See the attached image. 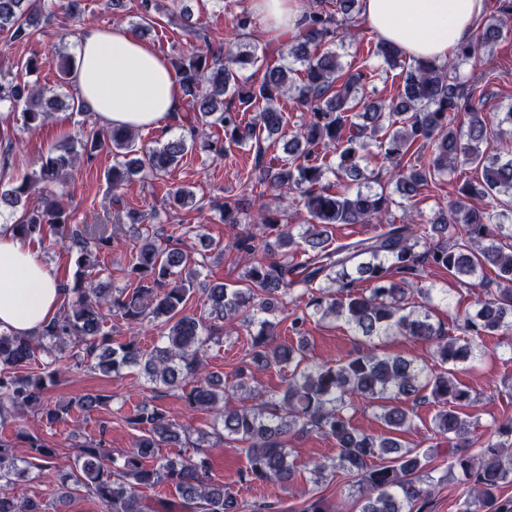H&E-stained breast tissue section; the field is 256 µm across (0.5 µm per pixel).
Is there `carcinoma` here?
<instances>
[{"label":"carcinoma","mask_w":512,"mask_h":512,"mask_svg":"<svg viewBox=\"0 0 512 512\" xmlns=\"http://www.w3.org/2000/svg\"><path fill=\"white\" fill-rule=\"evenodd\" d=\"M495 13L484 19L474 37L448 61L413 60L406 67L397 96L376 105L367 102L365 87L373 71L361 66L343 71L340 55L331 49L311 52L329 43L345 44L346 30L356 25L359 0H336L334 10L321 0L308 8L300 35L278 50L281 62L266 65L262 78L247 82L240 72L260 62L255 46L240 39L252 30L250 14L233 19L235 37L215 47L207 35L198 45L175 58L172 66L184 97L179 116L187 134L162 138L153 147H136L133 129L90 130L70 138L41 159L38 169L22 180L0 188V205L21 209L11 225L21 239L46 238L52 227L67 234L78 267L95 265L97 252L112 247L114 232L106 224H71L58 191L67 171L82 157L93 162L98 153L112 150L107 172L115 223H122L124 203L118 191L137 174L161 179L175 169L207 127L223 130L208 146L222 159L231 145L256 147L253 170L257 183L273 191L296 192L309 219L299 235L282 222V212L259 208L255 221L274 241L264 239L270 256L251 263L245 288L224 283L201 289L207 317L185 313L196 281L194 254L182 249V225L171 227L161 241L145 239L135 262L127 267L131 289L106 291L90 278L79 276L61 283L70 297L56 320L34 337L0 332V422L22 419L28 411L45 416L50 425L65 420L73 409L91 414L105 406L109 396L86 394L51 403L46 398L56 383L52 364L72 351L74 365H86L104 375L126 366H139L150 381L170 388L190 387L183 395L190 410H204L219 419L216 441L241 444L247 459L240 482L286 486L295 480L289 461L288 439L311 432L331 438L336 457L317 461L311 474L320 483L342 471L354 478L360 512H413L431 496L433 478L426 470L429 450H415L392 434L412 425L410 400L420 397L440 406L434 431L448 439V472L458 471L470 484L459 512H512V499L500 489L512 484V421L498 425L482 442L473 438L478 418L461 411L474 400L456 375L458 366L476 359L475 340L489 335H512V227L508 214L489 207L487 200L512 195V148H481L488 138L512 135V106L502 114L483 112L482 75L460 78V65L480 54L512 28V0H496ZM55 0H0V31L8 42H28L55 17ZM373 54L391 69L400 65L403 52L378 40ZM300 69H295V65ZM302 75L292 86L290 74ZM289 96L306 112L298 131L288 141L290 158L266 159L263 136L281 133L285 118L281 97ZM0 102L21 112L26 130L45 125L59 101L44 96L29 83L0 77ZM261 107L250 122L244 113ZM387 144L388 181L395 182L393 197L379 180L365 174L373 145ZM481 169V178L466 181L456 191L448 210H439L429 225L416 222L412 213L400 224H386L379 233L332 244L328 229L336 224H380L389 210L417 197L422 187L450 176L462 166ZM332 174L334 180L326 179ZM41 194L40 205H29ZM169 204L184 209L193 196L179 188L166 192ZM225 224L242 223L240 200L219 206ZM242 256L253 258L258 241L242 234L233 242ZM303 260L293 262L296 253ZM436 266L467 288L479 289L473 311L448 315L453 336L434 322L432 289L419 288L420 300L411 298L412 283ZM496 273L491 280L486 270ZM332 282L330 291L322 284ZM367 282L368 288H358ZM306 298V311L294 317L290 328L302 333L306 321L340 320L365 349L335 362H311L303 343L271 345L274 319L286 298ZM116 313L134 325L158 329L161 344L145 350L132 338L115 344L103 332L106 316ZM256 327L250 334V361L237 372V383L226 389L224 380L207 369L204 358L218 340L222 326ZM386 336H409L434 345L435 368L412 359L384 356L376 342ZM51 362L29 370L39 354ZM289 371L282 391L264 399L251 393L253 372L271 366ZM378 403L385 434L353 426L355 401ZM139 432L131 448L115 456L107 447L108 426L100 424L98 438L79 445V453L62 466L56 449L20 428L16 437L26 442L25 454L14 453V440L0 437V512H46L49 505L37 498H20L10 487L30 474L45 478L58 489L57 502L74 496L95 502L99 512H243L237 493L211 481L209 454L163 456L159 448L182 442L190 426L168 418L156 407L144 406L126 418ZM479 444L474 453L471 447ZM165 488L171 496L153 500L144 490Z\"/></svg>","instance_id":"carcinoma-1"}]
</instances>
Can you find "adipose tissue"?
<instances>
[{
    "label": "adipose tissue",
    "instance_id": "ef3b65f1",
    "mask_svg": "<svg viewBox=\"0 0 512 512\" xmlns=\"http://www.w3.org/2000/svg\"><path fill=\"white\" fill-rule=\"evenodd\" d=\"M264 33L280 42L303 28V0H251ZM485 0H360L363 24L408 58L442 63L469 42ZM75 91L99 125L163 127L177 117L183 93L165 57L128 26H85L77 39ZM56 274L37 252L0 225V332L34 336L59 314Z\"/></svg>",
    "mask_w": 512,
    "mask_h": 512
}]
</instances>
